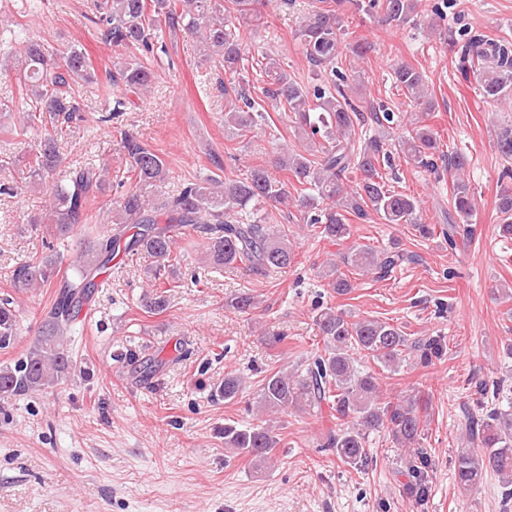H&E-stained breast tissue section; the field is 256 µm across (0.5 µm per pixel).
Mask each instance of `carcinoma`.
<instances>
[{
  "label": "carcinoma",
  "instance_id": "carcinoma-1",
  "mask_svg": "<svg viewBox=\"0 0 512 512\" xmlns=\"http://www.w3.org/2000/svg\"><path fill=\"white\" fill-rule=\"evenodd\" d=\"M267 0H93L92 9L101 36L115 47L133 51L116 64L110 74L135 90H148L152 69L137 53L151 52L163 43V30L195 35L204 48L201 61L224 72L226 111L224 126L239 137L257 125L262 117L261 102L284 112L295 132L307 140L302 151L283 146L268 166H256L244 176L224 180L209 175L187 182L179 193L160 198L159 189L169 175L164 159L150 150L137 136L120 132L122 158L134 186L112 203L107 223L112 235L90 241L80 255L75 276L60 284L50 309L41 321L42 336L25 356L12 366L0 367V400L41 392L59 378L75 370L63 338L76 321L94 278L112 262L118 249L139 256L146 269L158 278L174 267L177 232L187 228L188 236L205 249V259L213 267L236 268L262 274L295 264L296 246L288 234L263 223L259 213L266 206L286 211L293 207L303 223L320 229L334 241L351 237L350 218L370 221L377 217L384 224H410L423 237L433 234L424 223L419 201L387 187L381 166L391 164L392 153L424 171H438L437 159L448 157L453 173L451 202L454 215L448 217L445 232L448 247L456 237L473 233L470 220L475 213L474 193L464 177L469 165L466 154L444 152L438 133L428 125L413 121L400 135L401 118L380 104L371 107L377 133L355 141V127L362 123L361 106L353 97L355 74L336 70L340 46L347 35L343 24L344 7L375 14L385 24L416 22L418 0H317L295 32L303 55L320 70L333 75L320 77L311 85L298 83L288 75L279 59L263 54L259 90L262 101L249 93L248 61L240 38L241 24L258 22ZM460 69L473 74L480 94L491 101L512 98V40L470 36L460 32ZM21 57L19 80L28 86L30 100L22 109L18 135L34 134L29 143L32 160L8 159L17 176L7 189L24 195L34 186L50 191V205L43 213L29 217L35 226L48 224L62 236L85 221L89 203L105 191L109 169L85 166L72 171L68 182H50L58 165L59 141L75 133L86 121L81 97L75 87L94 78L86 54L72 47L58 61L44 43L15 38ZM394 84L407 98L431 110L423 74L413 65L401 62L392 68ZM496 147L506 161L512 160V124L497 133ZM357 175L355 185L347 184ZM498 210L501 232L512 235V184L501 186ZM409 256L396 246L376 249L353 245L343 263L377 280L388 277ZM55 274L51 257L18 264L13 281L23 288L45 286ZM328 287L338 295L351 291L352 284L337 264L324 273ZM314 324L323 337L324 348L307 357L297 375L276 371L263 379L259 403L271 412L290 407H327L336 419V429L323 438L321 447L332 452L344 465L357 469L366 459L367 432L384 429L394 444L417 456L409 465L406 495L416 506L428 494L426 452L420 448L422 414L426 403L418 395L393 403L383 400L381 382L374 371L362 372L355 363L367 359L381 370L395 369L405 358L428 368L442 359L446 337L428 336L412 340L398 327L375 319H350L338 309L324 305L314 308ZM19 320L14 299L0 298V350L13 347ZM241 380L233 374L214 390L217 400L233 401ZM476 402L463 406L460 426L468 448L458 453L454 477L461 488L480 485L488 473L503 476L506 497L512 496V411L488 407L485 400L498 399L500 384L487 379L476 386ZM224 448L245 457L257 466L268 464L279 439L265 424L238 426L224 424Z\"/></svg>",
  "mask_w": 512,
  "mask_h": 512
}]
</instances>
